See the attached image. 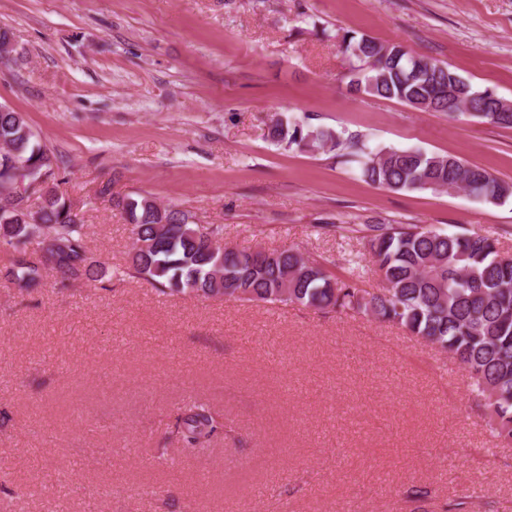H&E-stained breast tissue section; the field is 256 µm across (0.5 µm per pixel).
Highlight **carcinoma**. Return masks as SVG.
<instances>
[{
  "instance_id": "carcinoma-1",
  "label": "carcinoma",
  "mask_w": 512,
  "mask_h": 512,
  "mask_svg": "<svg viewBox=\"0 0 512 512\" xmlns=\"http://www.w3.org/2000/svg\"><path fill=\"white\" fill-rule=\"evenodd\" d=\"M341 48L355 59L344 75L352 93L512 127V100L474 88L445 64L364 35H343ZM446 87L456 95L448 97ZM268 137L300 151L320 150L356 162L365 181L393 191L452 195L459 188L492 204L512 198L511 182L454 155L372 149L357 137L280 117L271 119ZM17 163L46 181L34 222L15 213L0 215V244L12 248L0 275L5 282L29 288L46 270L63 283L135 275L163 293L371 315L455 358L486 410L487 425L497 438L512 440V258L503 256L497 238L418 224H368L364 247L380 277V287L370 292L351 276L331 275L324 263L293 247L264 256L226 248L223 227L198 224L173 206L160 210L151 195L134 192L112 198L130 225L134 246L129 266L111 271L88 258L87 225L57 190L62 160L40 142L25 113L10 107L0 110V177L10 178ZM50 241L65 247H44L38 257L27 250L29 244ZM223 428V417L196 401L186 403L176 417L185 452L204 447Z\"/></svg>"
}]
</instances>
